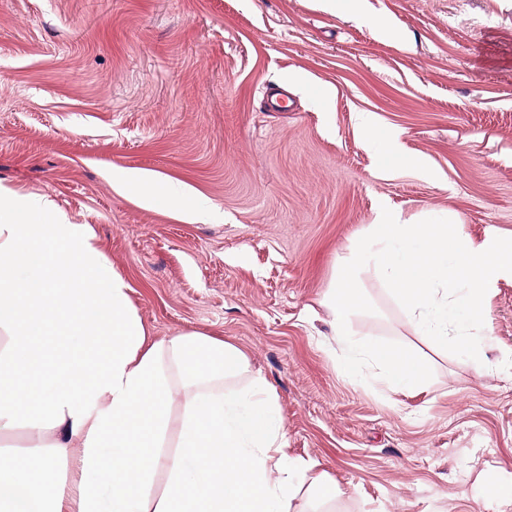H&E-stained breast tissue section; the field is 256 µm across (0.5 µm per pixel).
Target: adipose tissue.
I'll use <instances>...</instances> for the list:
<instances>
[{"mask_svg":"<svg viewBox=\"0 0 512 512\" xmlns=\"http://www.w3.org/2000/svg\"><path fill=\"white\" fill-rule=\"evenodd\" d=\"M112 180L183 205L144 172ZM130 286L89 225L0 187V512H290L307 466L235 347L200 332L148 342ZM164 486H157L158 474Z\"/></svg>","mask_w":512,"mask_h":512,"instance_id":"adipose-tissue-1","label":"adipose tissue"}]
</instances>
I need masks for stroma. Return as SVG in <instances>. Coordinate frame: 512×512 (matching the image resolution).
<instances>
[{
	"label": "stroma",
	"mask_w": 512,
	"mask_h": 512,
	"mask_svg": "<svg viewBox=\"0 0 512 512\" xmlns=\"http://www.w3.org/2000/svg\"><path fill=\"white\" fill-rule=\"evenodd\" d=\"M362 112L407 164L383 172ZM118 169L208 210L142 206ZM0 186L94 228L151 340L246 356L230 387L266 383L289 460L338 490L293 512H512V277L485 295L480 363L366 277L353 337L433 371L397 393L349 379L322 305L378 206L512 238V0H0Z\"/></svg>",
	"instance_id": "1"
}]
</instances>
